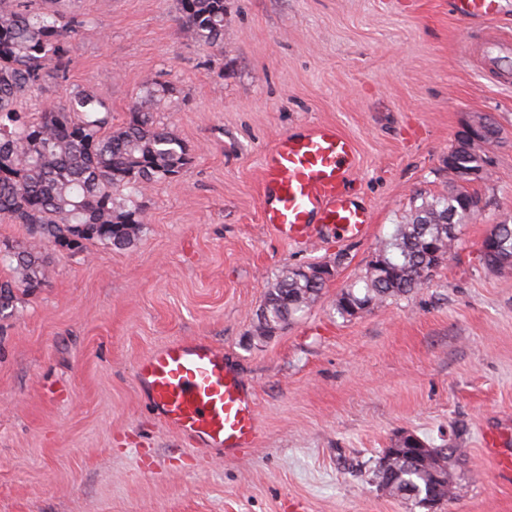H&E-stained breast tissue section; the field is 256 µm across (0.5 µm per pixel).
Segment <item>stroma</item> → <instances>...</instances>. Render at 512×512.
Returning <instances> with one entry per match:
<instances>
[{
  "label": "stroma",
  "mask_w": 512,
  "mask_h": 512,
  "mask_svg": "<svg viewBox=\"0 0 512 512\" xmlns=\"http://www.w3.org/2000/svg\"><path fill=\"white\" fill-rule=\"evenodd\" d=\"M91 19L68 79L27 108L85 88L125 122L142 84L175 96L155 117L192 164L144 196L132 245L72 252L0 219V249L47 262L0 319V512H426L369 479L414 433L463 454L457 496L433 512H512L484 445L512 449V271L480 261L512 218V84L483 59L448 0H226L224 40L192 41L178 0H72ZM487 148L482 210L411 297L350 318L336 300L417 196L448 187V151L474 114ZM330 123L358 168L346 194L373 214L366 239H281L261 216L262 163L280 136ZM334 266L319 298L253 337L268 287L290 268ZM186 337L222 349L255 387V447L210 459L168 430L136 382L138 358Z\"/></svg>",
  "instance_id": "35a3bbf8"
}]
</instances>
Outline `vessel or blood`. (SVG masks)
I'll use <instances>...</instances> for the list:
<instances>
[{
  "label": "vessel or blood",
  "mask_w": 512,
  "mask_h": 512,
  "mask_svg": "<svg viewBox=\"0 0 512 512\" xmlns=\"http://www.w3.org/2000/svg\"><path fill=\"white\" fill-rule=\"evenodd\" d=\"M456 17L487 22L500 0H450ZM355 147L331 125L282 136L265 156L262 219L292 242L366 236L371 216L341 191ZM137 382L157 415L206 454L252 447L255 393L227 367L221 349L199 340L170 342L144 356Z\"/></svg>",
  "instance_id": "vessel-or-blood-1"
}]
</instances>
